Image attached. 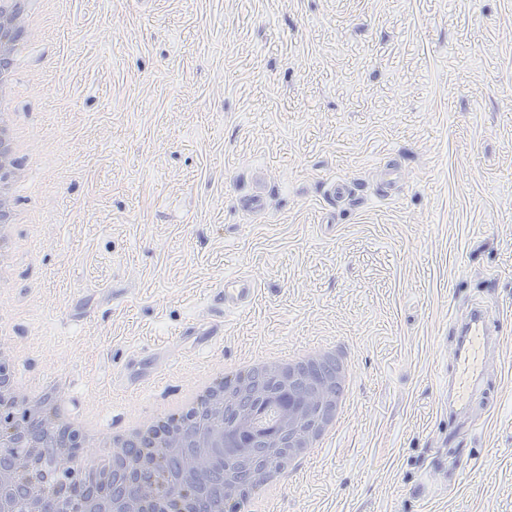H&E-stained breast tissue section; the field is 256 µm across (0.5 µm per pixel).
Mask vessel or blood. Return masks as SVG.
Here are the masks:
<instances>
[{"label":"vessel or blood","instance_id":"vessel-or-blood-1","mask_svg":"<svg viewBox=\"0 0 512 512\" xmlns=\"http://www.w3.org/2000/svg\"><path fill=\"white\" fill-rule=\"evenodd\" d=\"M255 296L253 281L228 277L214 288L211 300L217 313L221 314L250 305ZM493 317V311L477 305L471 307L461 322L453 350L452 369L448 374L452 399L458 406H468L484 382L489 352L499 343L500 329Z\"/></svg>","mask_w":512,"mask_h":512}]
</instances>
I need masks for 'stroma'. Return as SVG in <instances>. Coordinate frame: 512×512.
I'll use <instances>...</instances> for the list:
<instances>
[{
  "instance_id": "35a3bbf8",
  "label": "stroma",
  "mask_w": 512,
  "mask_h": 512,
  "mask_svg": "<svg viewBox=\"0 0 512 512\" xmlns=\"http://www.w3.org/2000/svg\"><path fill=\"white\" fill-rule=\"evenodd\" d=\"M19 74L35 221L0 346L22 377L117 427L331 342L350 405L269 512H512V0H51ZM227 276L258 292L215 344L196 330ZM473 303L503 350L452 419Z\"/></svg>"
}]
</instances>
